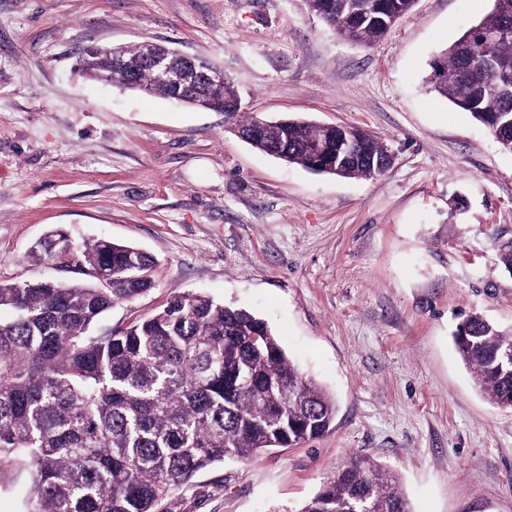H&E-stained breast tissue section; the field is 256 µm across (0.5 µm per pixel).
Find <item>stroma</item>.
<instances>
[{
    "label": "stroma",
    "mask_w": 512,
    "mask_h": 512,
    "mask_svg": "<svg viewBox=\"0 0 512 512\" xmlns=\"http://www.w3.org/2000/svg\"><path fill=\"white\" fill-rule=\"evenodd\" d=\"M492 0H417L371 46L303 0H0V283L83 282L31 258L64 228L156 260L121 329L176 294L267 322L336 400L322 436L217 465L159 512H298L365 455L413 512H512V409L493 406L453 335L512 329V153L431 88L432 62ZM163 43L224 70L245 115L363 129L392 155L373 179L314 174L242 140L234 120L89 79L90 45Z\"/></svg>",
    "instance_id": "obj_1"
}]
</instances>
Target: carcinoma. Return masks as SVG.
Segmentation results:
<instances>
[{"mask_svg": "<svg viewBox=\"0 0 512 512\" xmlns=\"http://www.w3.org/2000/svg\"><path fill=\"white\" fill-rule=\"evenodd\" d=\"M338 34L373 43L414 0H304ZM512 0H493L490 14L433 62L429 83L483 124L512 152ZM144 45H127L135 71L118 86L236 116L230 79L214 94L186 82H165L142 60ZM112 67L88 47L77 69L91 78ZM238 121L254 148L316 174L381 175L392 156L358 128L304 120ZM49 232L32 257L75 266L85 283L0 284V488L23 484L25 512H157L178 486L215 464H238L271 448H290L325 433L336 402L304 375L267 323L249 311L204 295H176L122 330L97 324L112 306L147 292L153 257L96 239L63 259ZM512 333L474 313L455 347L490 402L512 400V367L495 357ZM411 512L391 470L352 457L333 471L299 512Z\"/></svg>", "mask_w": 512, "mask_h": 512, "instance_id": "obj_1", "label": "carcinoma"}]
</instances>
